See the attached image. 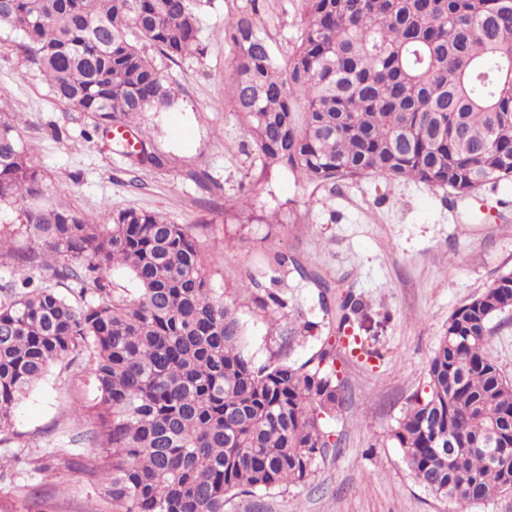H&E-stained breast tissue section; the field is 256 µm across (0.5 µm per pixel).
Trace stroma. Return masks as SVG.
<instances>
[{"label":"stroma","instance_id":"obj_1","mask_svg":"<svg viewBox=\"0 0 512 512\" xmlns=\"http://www.w3.org/2000/svg\"><path fill=\"white\" fill-rule=\"evenodd\" d=\"M248 4L206 0L202 55L171 60L150 50L180 88L172 111L142 120L155 151L169 158L164 168L132 167L90 115L64 111L13 35L0 42V110L21 114L22 143L51 193L87 216L134 208L184 225L215 295L236 309L255 364H300L319 338H336L349 403L329 423L332 450L305 484L237 494L225 512H446L407 468L390 430L424 386L449 315L512 271V182L457 198L413 181L363 176L316 186L284 168L262 172L232 108L233 52L224 40L225 20ZM301 13V0L259 2L261 31L278 60L288 57ZM271 292L286 308L263 306ZM349 294L359 311L348 333L364 345L355 354L337 339ZM301 314L318 322V339L302 337ZM491 328L486 351L512 381V310ZM94 397L80 357L51 369L16 414L17 444L52 464L51 512H110L99 487L66 466L102 457L81 440L95 420Z\"/></svg>","mask_w":512,"mask_h":512}]
</instances>
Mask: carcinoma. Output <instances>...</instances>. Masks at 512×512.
<instances>
[{
	"label": "carcinoma",
	"instance_id": "carcinoma-1",
	"mask_svg": "<svg viewBox=\"0 0 512 512\" xmlns=\"http://www.w3.org/2000/svg\"><path fill=\"white\" fill-rule=\"evenodd\" d=\"M258 0L225 21L231 101L262 170L308 184L373 175L456 197L512 182V0H302L288 60L257 22ZM202 0H0V27L67 109L95 129L168 112L175 83L146 54L203 52ZM134 165L163 168L148 148ZM19 206L37 250L0 283V445L49 369L87 356L98 409L85 467L112 512H224L239 492L305 483L326 455L328 422L348 401L329 340L297 365L257 366L241 351L236 310L213 296L181 224L106 208L97 224L47 194L42 170L0 111V205ZM137 293L109 288L115 267ZM68 282L74 300L57 291ZM512 309V273L448 316L393 443L433 495L457 505L512 483V382L485 352ZM450 442L448 455L438 448Z\"/></svg>",
	"mask_w": 512,
	"mask_h": 512
}]
</instances>
